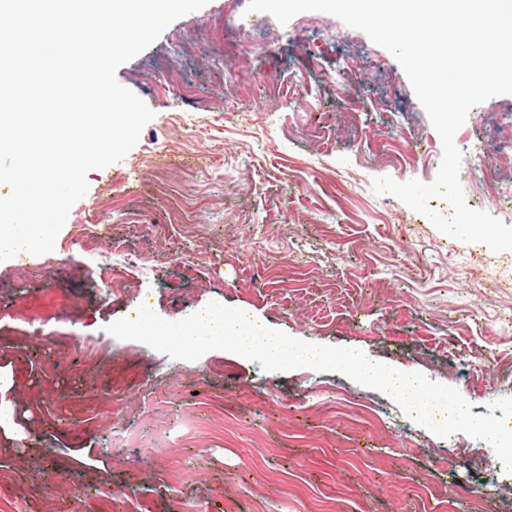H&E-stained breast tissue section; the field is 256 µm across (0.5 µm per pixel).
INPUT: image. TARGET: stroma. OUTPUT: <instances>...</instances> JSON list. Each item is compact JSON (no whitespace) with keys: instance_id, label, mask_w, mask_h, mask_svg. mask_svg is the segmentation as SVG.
Wrapping results in <instances>:
<instances>
[{"instance_id":"35a3bbf8","label":"stroma","mask_w":512,"mask_h":512,"mask_svg":"<svg viewBox=\"0 0 512 512\" xmlns=\"http://www.w3.org/2000/svg\"><path fill=\"white\" fill-rule=\"evenodd\" d=\"M247 6L209 0L118 68L154 119L88 173L54 251L0 267V370L33 441L0 435V512H512L488 443L438 437L343 374L178 362L107 332L142 303L178 321L216 302L422 373L476 415L512 397V251L373 189L432 181L443 154L402 66L334 15ZM454 142L468 206L512 225L494 201L512 189V95ZM95 223L92 261L74 233ZM123 253L144 266L104 299L100 266Z\"/></svg>"}]
</instances>
